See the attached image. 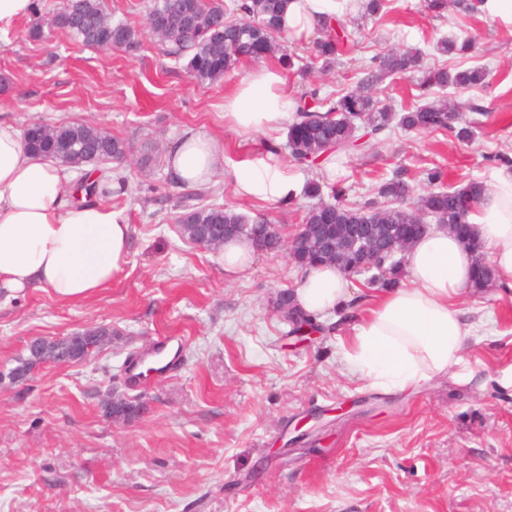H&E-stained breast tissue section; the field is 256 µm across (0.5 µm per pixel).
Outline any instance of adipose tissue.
Here are the masks:
<instances>
[{
	"mask_svg": "<svg viewBox=\"0 0 512 512\" xmlns=\"http://www.w3.org/2000/svg\"><path fill=\"white\" fill-rule=\"evenodd\" d=\"M336 0H289L284 33L298 40L315 31ZM296 103L280 71L259 67L224 95V122L243 141L262 135L258 148L233 164L224 142L186 129L168 157L178 184L195 188L229 171L235 195L286 206L299 182L285 170L280 143ZM75 178L53 159L24 147V132L0 119V296L11 300L34 289L77 302L107 288L128 261L131 226L110 199L123 187L109 181L110 198L76 202ZM468 223L497 270L498 286L512 288V172L501 171L472 209ZM407 280L382 290L353 326L345 361L350 370L386 392H402L454 372L474 326L458 307L476 274L473 251L447 228L425 233L406 251ZM354 295L346 275L329 265L306 268L294 292L297 307L319 316L341 309Z\"/></svg>",
	"mask_w": 512,
	"mask_h": 512,
	"instance_id": "obj_1",
	"label": "adipose tissue"
}]
</instances>
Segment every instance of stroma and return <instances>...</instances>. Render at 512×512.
Segmentation results:
<instances>
[{
    "instance_id": "stroma-1",
    "label": "stroma",
    "mask_w": 512,
    "mask_h": 512,
    "mask_svg": "<svg viewBox=\"0 0 512 512\" xmlns=\"http://www.w3.org/2000/svg\"><path fill=\"white\" fill-rule=\"evenodd\" d=\"M363 4L342 0L350 37L328 71L310 65L313 37L288 41L308 67L284 74L295 95L345 93L372 58L418 50L428 70L486 68L485 84L469 91L488 110L472 137L394 125L371 146L337 155L334 167L288 163L302 186L290 206L243 201L224 175L220 203L289 236L314 203L313 181L326 193L341 186L354 207L378 201V184L398 176L420 194L436 167L453 188L493 185L497 154L512 156V33L454 6L436 14L427 0H387L380 18L364 15ZM30 26L25 18L0 36V117L19 126L83 122L126 141L134 161L118 169L127 190L112 206L132 241L127 264L89 299L35 290L0 306L3 372L31 337L112 332L88 361L45 364L0 388V512H512V290L493 284L460 298L481 328L455 376L411 393L372 388L344 361L360 308L322 317L321 332L300 340L276 299L297 288L302 267L260 251L245 277L230 280L219 252L179 232L185 190L173 186L167 154L194 127L223 138L228 160L241 158L224 124V92L255 61L200 84L151 35L125 53L57 30L34 40ZM467 35L475 52H437V42ZM145 154L151 163L137 165ZM167 333L184 339L180 366L131 387L124 365ZM113 393L138 396L146 413L106 417L102 402Z\"/></svg>"
}]
</instances>
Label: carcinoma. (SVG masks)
<instances>
[{
    "mask_svg": "<svg viewBox=\"0 0 512 512\" xmlns=\"http://www.w3.org/2000/svg\"><path fill=\"white\" fill-rule=\"evenodd\" d=\"M288 0H239L240 18L226 17L219 0H152L146 17L147 31L160 44L177 56L187 58L186 70L198 83L214 84L224 80V75L244 59L274 58L287 70L294 67L295 55L281 45L280 18ZM64 32L83 44L106 50L138 48L144 33L128 24L112 21L105 12L103 0H67L64 7L49 18L40 16L35 9V23L30 36L40 38L43 28ZM321 39L316 42L317 57L327 65L334 60L341 42L349 34L343 21L336 16H325L318 24ZM420 68V56L410 51H392L373 58L362 69L355 89L337 97L319 96L315 89L303 93L295 109L293 122L288 129L290 158L299 165L310 166L320 158L332 154L349 153L361 148L363 135L373 138L383 133L392 123L409 131L420 133L451 132L459 139L472 133L471 127L479 124L474 118L469 125L458 127L452 118L462 119L465 112L481 116L486 109L472 101H463L444 94L435 96L423 105L412 106L401 114L392 112L375 97L374 91L387 79L396 75L414 73ZM486 73L479 67L455 73L445 69L424 72L419 89L430 95L439 88H466L481 84ZM39 136L25 145L34 154L59 160L72 167L85 164H104L127 161L130 148L123 140L113 137L103 129L84 123L53 124L37 120ZM102 173L96 180H89L81 189L86 202L106 195ZM442 171L438 168L426 173L430 189L412 206L405 204L410 194L408 184L392 179L380 187V194L391 199V206H349L341 189H332L330 201H319L311 206L305 217L306 224H371L381 239L390 237L398 224H420L418 234H424L430 225L465 224L467 215L478 203L485 185L471 180L450 191L438 187ZM183 238L191 243L200 241L209 229L219 225L238 228L245 237L267 252L282 248L279 238L267 233V221L248 219L231 207L219 204H201L188 207L177 217ZM208 236V235H206ZM203 245L213 250L223 248L224 241L217 235L208 236ZM375 284L389 288L396 284L403 273L402 260L396 255L383 256ZM59 343L49 340L38 349L26 345L15 359L12 371L35 369L53 352ZM112 413L119 420H132L139 416L138 400L121 398L112 405Z\"/></svg>",
    "mask_w": 512,
    "mask_h": 512,
    "instance_id": "1",
    "label": "carcinoma"
}]
</instances>
